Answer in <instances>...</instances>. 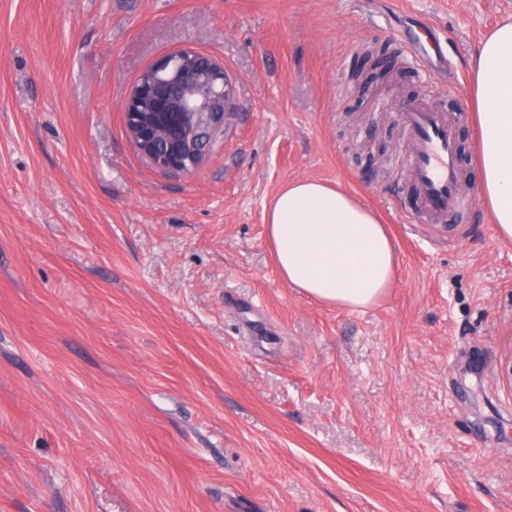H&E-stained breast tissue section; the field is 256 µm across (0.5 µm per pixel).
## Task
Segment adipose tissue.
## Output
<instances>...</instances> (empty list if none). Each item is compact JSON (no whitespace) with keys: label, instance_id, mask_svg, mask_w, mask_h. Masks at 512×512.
Wrapping results in <instances>:
<instances>
[{"label":"adipose tissue","instance_id":"obj_1","mask_svg":"<svg viewBox=\"0 0 512 512\" xmlns=\"http://www.w3.org/2000/svg\"><path fill=\"white\" fill-rule=\"evenodd\" d=\"M468 105L476 114L480 200L512 241V21L479 47ZM280 278L314 301L360 311L392 288L399 255L387 224L358 196L317 179L284 186L266 212Z\"/></svg>","mask_w":512,"mask_h":512}]
</instances>
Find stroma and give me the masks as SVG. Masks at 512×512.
<instances>
[{
  "mask_svg": "<svg viewBox=\"0 0 512 512\" xmlns=\"http://www.w3.org/2000/svg\"><path fill=\"white\" fill-rule=\"evenodd\" d=\"M512 0H0V512H512V243L424 222L401 114L449 113L479 180L471 61ZM428 29L442 64L404 49ZM192 49L233 105L155 170L123 106ZM359 195L377 307L284 283L288 182Z\"/></svg>",
  "mask_w": 512,
  "mask_h": 512,
  "instance_id": "35a3bbf8",
  "label": "stroma"
}]
</instances>
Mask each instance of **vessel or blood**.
Segmentation results:
<instances>
[{"label":"vessel or blood","mask_w":512,"mask_h":512,"mask_svg":"<svg viewBox=\"0 0 512 512\" xmlns=\"http://www.w3.org/2000/svg\"><path fill=\"white\" fill-rule=\"evenodd\" d=\"M402 119L411 146L410 175L424 212L444 216L471 210L476 199L461 190L455 135L447 114L410 109Z\"/></svg>","instance_id":"obj_1"}]
</instances>
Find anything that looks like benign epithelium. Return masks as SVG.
<instances>
[{"label":"benign epithelium","instance_id":"obj_1","mask_svg":"<svg viewBox=\"0 0 512 512\" xmlns=\"http://www.w3.org/2000/svg\"><path fill=\"white\" fill-rule=\"evenodd\" d=\"M231 82L215 58L193 50L166 54L141 71L124 104L127 129L157 170L188 174L205 162L224 127Z\"/></svg>","mask_w":512,"mask_h":512}]
</instances>
